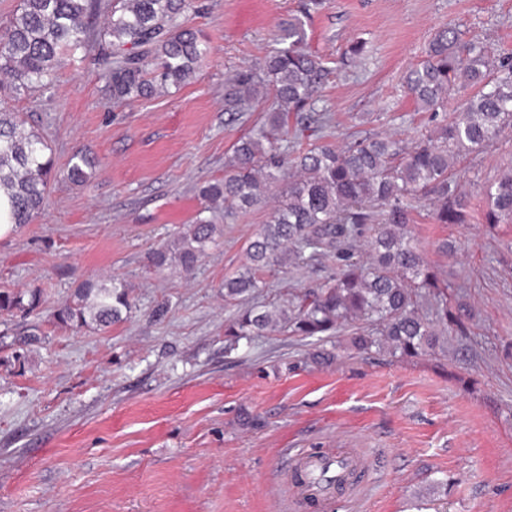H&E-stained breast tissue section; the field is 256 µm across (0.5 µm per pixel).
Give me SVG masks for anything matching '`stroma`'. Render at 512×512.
Segmentation results:
<instances>
[{"mask_svg":"<svg viewBox=\"0 0 512 512\" xmlns=\"http://www.w3.org/2000/svg\"><path fill=\"white\" fill-rule=\"evenodd\" d=\"M305 2L195 0L185 23L209 55L186 84L131 103L113 102L93 44L29 93L0 74V109L41 132L56 172L42 214L0 239V289L42 293L33 313L0 314V512H290V457L309 448L368 464L339 512H512V222L487 223L483 194L512 169V129L456 165L466 223L413 204L408 229L449 312L468 309L464 329L443 326L445 352L366 357L343 336L320 364L311 340L286 335L224 352V280L248 264L269 209L228 221L202 190L270 106L226 112L230 78L263 62ZM445 24L512 56V0H322L305 44L330 70L316 103L333 117L327 141L430 131L403 79ZM356 40L366 59L344 64ZM78 151L95 161L81 185L63 177ZM199 216L220 231L194 273L149 266ZM335 265L273 267L260 299ZM102 277L131 285V318L58 324V305Z\"/></svg>","mask_w":512,"mask_h":512,"instance_id":"1","label":"stroma"}]
</instances>
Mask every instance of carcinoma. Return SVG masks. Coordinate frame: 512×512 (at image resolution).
I'll return each mask as SVG.
<instances>
[{"instance_id": "obj_1", "label": "carcinoma", "mask_w": 512, "mask_h": 512, "mask_svg": "<svg viewBox=\"0 0 512 512\" xmlns=\"http://www.w3.org/2000/svg\"><path fill=\"white\" fill-rule=\"evenodd\" d=\"M104 9V26L85 23ZM192 0H21L0 33V70L11 77L10 89L28 92L52 82L64 51L98 45L103 76L112 99L131 102L195 75L208 48L179 18ZM328 69L304 47L300 19L276 35L264 64L238 72L226 98V111L242 112L272 96L275 108L269 130L238 141L224 179L208 185L204 196L224 202V217L262 204L269 192L284 185L277 204L248 246L250 263L224 280V300L235 306L224 324L225 351L251 346L273 334L328 342L349 333L350 345L370 355L386 350L394 356H425L439 341L437 326L449 321L446 290L437 285L408 235L410 201L433 205L437 224L467 222L465 195L453 177L457 161L479 151L512 127V58L497 59L487 47L462 40L447 25L436 31L425 59L405 79L408 93L425 111L445 108L456 85L474 93L462 100L448 120L438 123L404 147L393 137L366 138L345 150L312 143L288 151L274 141L289 122L313 132L330 122L315 108ZM48 144L16 112L0 110V191L10 203L15 226L32 223L41 213L53 177ZM91 163L72 156L66 177L88 178ZM486 221L512 220V169L485 188ZM369 235V256L354 258L357 238ZM218 226L193 224L169 244L149 253L158 269L190 273ZM333 255L336 271L313 288L293 291L279 302H250L260 294L259 272L267 267L305 266ZM35 292L0 291V312L33 311ZM129 286L88 280L57 310L56 319L76 330L95 324L107 328L131 313Z\"/></svg>"}]
</instances>
